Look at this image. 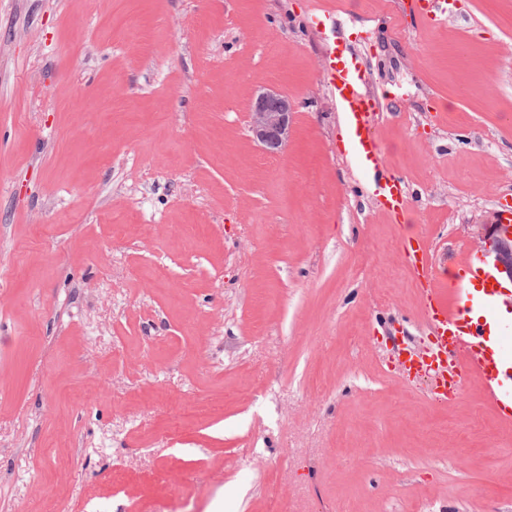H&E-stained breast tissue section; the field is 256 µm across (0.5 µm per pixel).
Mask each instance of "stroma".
Masks as SVG:
<instances>
[{
	"mask_svg": "<svg viewBox=\"0 0 512 512\" xmlns=\"http://www.w3.org/2000/svg\"><path fill=\"white\" fill-rule=\"evenodd\" d=\"M0 0V512H512V424L437 401V277L512 203V0ZM404 179L339 151L329 35ZM295 105L249 132L257 89ZM407 10L415 22L421 24L435 23L448 16L449 0H408ZM295 105L288 97L270 90H258L249 109L253 138L270 153L280 152L291 134Z\"/></svg>",
	"mask_w": 512,
	"mask_h": 512,
	"instance_id": "1",
	"label": "stroma"
}]
</instances>
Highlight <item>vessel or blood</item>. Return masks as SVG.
Returning a JSON list of instances; mask_svg holds the SVG:
<instances>
[{"instance_id": "obj_1", "label": "vessel or blood", "mask_w": 512, "mask_h": 512, "mask_svg": "<svg viewBox=\"0 0 512 512\" xmlns=\"http://www.w3.org/2000/svg\"><path fill=\"white\" fill-rule=\"evenodd\" d=\"M407 10L416 22L435 23L447 17L450 0H408ZM328 87L341 113L346 134L345 155L353 157L366 174L373 195L395 221L407 213L409 197L404 181L386 169L381 146L374 135L379 100L368 88V65L356 48L330 51L324 66ZM404 261L411 267L434 327V344L441 359L432 374L440 398L463 392L470 377H479L487 395L497 403L502 421L512 422V335L500 318V302L512 303L490 273H482L483 288L473 293L465 275L436 284L424 239H400Z\"/></svg>"}]
</instances>
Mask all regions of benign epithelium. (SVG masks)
Segmentation results:
<instances>
[{
    "mask_svg": "<svg viewBox=\"0 0 512 512\" xmlns=\"http://www.w3.org/2000/svg\"><path fill=\"white\" fill-rule=\"evenodd\" d=\"M295 105L280 93L262 89L254 95L249 109L253 138L270 153L280 152L291 134Z\"/></svg>",
    "mask_w": 512,
    "mask_h": 512,
    "instance_id": "1",
    "label": "benign epithelium"
}]
</instances>
